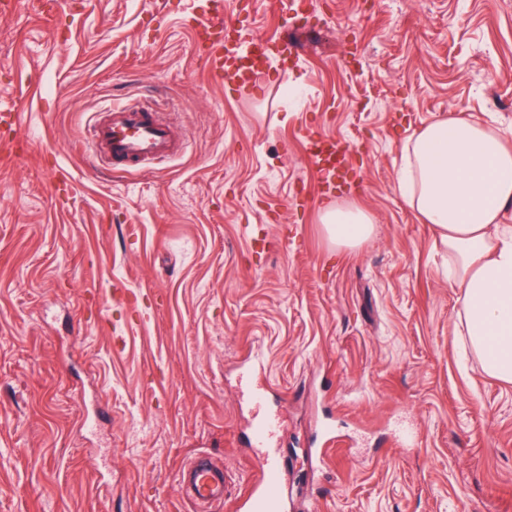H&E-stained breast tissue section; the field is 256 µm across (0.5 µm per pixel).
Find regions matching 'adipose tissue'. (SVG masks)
<instances>
[{
    "instance_id": "1",
    "label": "adipose tissue",
    "mask_w": 512,
    "mask_h": 512,
    "mask_svg": "<svg viewBox=\"0 0 512 512\" xmlns=\"http://www.w3.org/2000/svg\"><path fill=\"white\" fill-rule=\"evenodd\" d=\"M403 153L398 190L454 260L469 345L486 373L512 382V231L497 227L512 204V149L487 124L451 117L427 125ZM321 222L340 247H358L374 230L351 207H325Z\"/></svg>"
}]
</instances>
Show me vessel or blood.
Segmentation results:
<instances>
[{
    "label": "vessel or blood",
    "mask_w": 512,
    "mask_h": 512,
    "mask_svg": "<svg viewBox=\"0 0 512 512\" xmlns=\"http://www.w3.org/2000/svg\"><path fill=\"white\" fill-rule=\"evenodd\" d=\"M216 79L230 88L248 87L265 71L274 44L263 37L236 35L234 25L218 28L198 14L189 21ZM91 139L99 162L118 169H140L151 160L176 155L182 148L172 125L150 106H117L94 124ZM349 145L322 136L307 139L306 156L321 174L317 197L332 195L336 182L350 167ZM251 402L256 411L252 440L261 448L260 479L253 487L244 508L246 512H288V465L270 442L279 430L277 417L267 412V394L254 388ZM181 481L189 485V497L196 503L211 505L224 498V473L202 456L184 466Z\"/></svg>",
    "instance_id": "vessel-or-blood-1"
}]
</instances>
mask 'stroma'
Here are the masks:
<instances>
[{
  "label": "stroma",
  "instance_id": "obj_1",
  "mask_svg": "<svg viewBox=\"0 0 512 512\" xmlns=\"http://www.w3.org/2000/svg\"><path fill=\"white\" fill-rule=\"evenodd\" d=\"M290 2L211 14L292 43L245 95L198 51L201 0L0 12V512H204L177 479L203 455L228 477L211 512H238L256 384L308 512H512V383L467 352L450 258L397 190L403 144L448 116L512 147V0ZM142 100L183 151L102 167L90 124ZM309 130L353 149L322 203ZM325 204L372 236L332 245ZM402 423L418 445L393 442Z\"/></svg>",
  "mask_w": 512,
  "mask_h": 512
}]
</instances>
